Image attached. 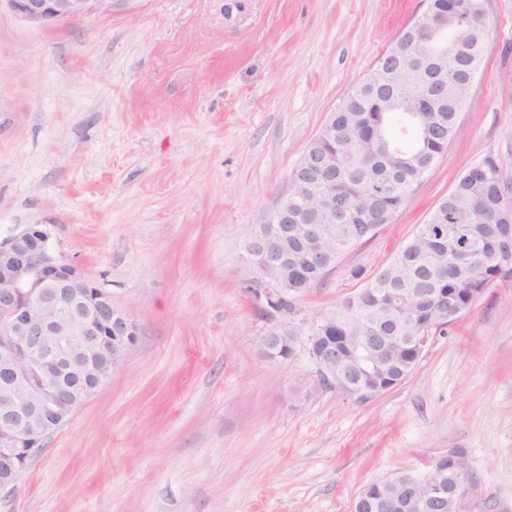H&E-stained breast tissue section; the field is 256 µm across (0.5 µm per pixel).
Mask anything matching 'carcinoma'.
Here are the masks:
<instances>
[{
  "instance_id": "obj_1",
  "label": "carcinoma",
  "mask_w": 512,
  "mask_h": 512,
  "mask_svg": "<svg viewBox=\"0 0 512 512\" xmlns=\"http://www.w3.org/2000/svg\"><path fill=\"white\" fill-rule=\"evenodd\" d=\"M456 4L455 22L468 25L471 42L461 48L453 31L441 34L438 42L447 44L443 70L449 75L464 69L477 74L489 37L484 0H456ZM386 86L388 82L374 70L359 81L331 114L324 132L309 143L293 173L288 203H296L294 194L304 178L316 182L323 199L322 206L307 211L299 224L322 223L324 211L333 203L336 223L329 225L330 235L325 237L333 254L324 267H306L297 275L289 266L275 271L279 277H298L297 295L279 302L281 313H296L299 297L321 282L342 255L369 242L390 222L457 135L463 102L453 83H448L447 95L437 103L438 111L429 114L430 131L402 112L399 136L389 131L393 113L376 111L378 92ZM400 253L408 263L392 260L373 275L362 266L351 268L349 276L360 287L340 302L321 332L336 344L341 353L336 370L352 386L364 381L353 358L357 338L407 336L414 322L428 318L443 332L456 321L446 314L381 306L375 298L403 289L455 288L465 303L468 289H486L512 275V186L503 178L499 157L488 154L466 170ZM408 347L402 340L382 346L375 373L412 372L419 359Z\"/></svg>"
}]
</instances>
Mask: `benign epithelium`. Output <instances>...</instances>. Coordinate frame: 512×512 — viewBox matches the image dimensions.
<instances>
[{
  "label": "benign epithelium",
  "instance_id": "benign-epithelium-1",
  "mask_svg": "<svg viewBox=\"0 0 512 512\" xmlns=\"http://www.w3.org/2000/svg\"><path fill=\"white\" fill-rule=\"evenodd\" d=\"M15 15L45 27L60 20L125 11L132 0H7ZM454 0L440 11L425 9L414 20L412 49L390 53L379 67L394 74L407 90V111L435 110L442 97L443 71L428 57L432 41L448 27ZM311 244V261L321 265L326 252L314 247L321 232L311 225L288 230V194L280 196L268 224L247 236L246 275L262 282L254 293L263 312L276 311L288 281L269 275L282 265L288 233ZM136 327L112 301V294L66 260L53 242L52 227L27 224L0 238V366L10 370L0 391V494L11 493L42 441L65 425L74 412L110 378ZM316 380L329 383L360 402L388 388L352 389L336 374V346L313 361ZM470 467L454 448L432 458L422 472L403 470L376 482L391 490L396 512L415 506L440 512L450 503L460 512Z\"/></svg>",
  "mask_w": 512,
  "mask_h": 512
}]
</instances>
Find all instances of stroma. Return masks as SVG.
Instances as JSON below:
<instances>
[{
	"instance_id": "1",
	"label": "stroma",
	"mask_w": 512,
	"mask_h": 512,
	"mask_svg": "<svg viewBox=\"0 0 512 512\" xmlns=\"http://www.w3.org/2000/svg\"><path fill=\"white\" fill-rule=\"evenodd\" d=\"M135 0L29 25L0 6V236L49 224L137 333L111 377L47 436L0 512H352L364 486L462 449L463 512H512V277L402 384L359 402L314 383L297 326L240 281L330 112L423 0ZM483 68L459 131L409 201L299 301L328 315L498 155L512 182V0H485ZM283 329V325L274 326L270 329L266 330L261 338V342H263L266 346L268 345L271 338L275 336H280V332ZM291 336H294V329L288 323V328H284V332L279 337V353L281 354L280 359L284 360L292 356L293 353V339Z\"/></svg>"
}]
</instances>
